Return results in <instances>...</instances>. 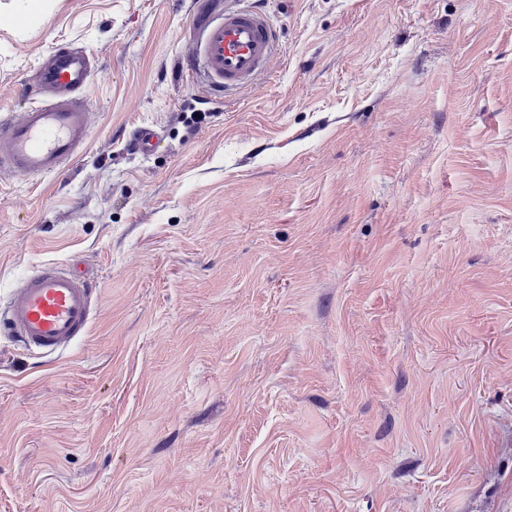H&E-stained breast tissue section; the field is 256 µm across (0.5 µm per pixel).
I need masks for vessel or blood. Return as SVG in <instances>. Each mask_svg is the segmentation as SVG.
<instances>
[{"instance_id": "b4317fda", "label": "vessel or blood", "mask_w": 512, "mask_h": 512, "mask_svg": "<svg viewBox=\"0 0 512 512\" xmlns=\"http://www.w3.org/2000/svg\"><path fill=\"white\" fill-rule=\"evenodd\" d=\"M278 42V31L264 11L225 8L197 25L187 73L211 95L251 87L269 76ZM92 73L86 53L65 47L51 52L32 78L41 103L0 124V171L55 174L85 147L90 127L83 92ZM96 296L85 276L57 264L43 265L12 295L5 323L27 347L61 350L87 333Z\"/></svg>"}]
</instances>
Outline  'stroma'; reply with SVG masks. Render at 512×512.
<instances>
[{
  "instance_id": "1",
  "label": "stroma",
  "mask_w": 512,
  "mask_h": 512,
  "mask_svg": "<svg viewBox=\"0 0 512 512\" xmlns=\"http://www.w3.org/2000/svg\"><path fill=\"white\" fill-rule=\"evenodd\" d=\"M255 2L272 76L208 101L211 0H0V118L96 59L85 148L0 173V305L98 291L0 331V512H512V0ZM96 296L85 276L62 265H43L12 295L5 323L29 348L66 349L87 333Z\"/></svg>"
}]
</instances>
